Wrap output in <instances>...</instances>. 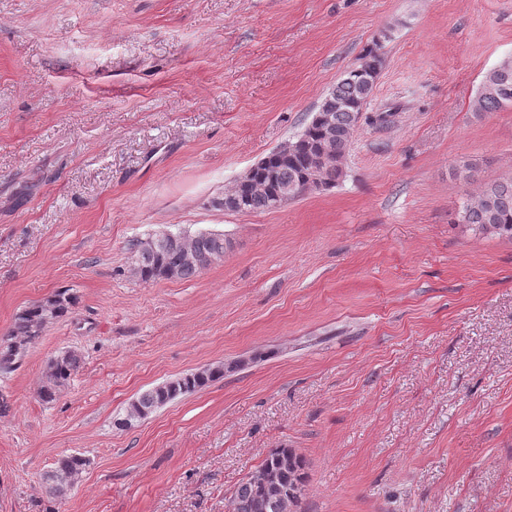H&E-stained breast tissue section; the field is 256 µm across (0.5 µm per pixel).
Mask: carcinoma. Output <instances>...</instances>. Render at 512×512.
Instances as JSON below:
<instances>
[{
    "mask_svg": "<svg viewBox=\"0 0 512 512\" xmlns=\"http://www.w3.org/2000/svg\"><path fill=\"white\" fill-rule=\"evenodd\" d=\"M381 45L374 42L346 70L321 100L317 113L330 121L310 122L288 142V156L270 152L262 165L247 172L224 194L225 210L254 213L275 209V203L305 191V186L330 188L341 177L342 160L361 119L362 108L371 95L382 65ZM512 105V56L502 59L483 77L473 101V111L494 112ZM327 156L332 167H320L315 158ZM461 222L474 230L512 239V177L486 183L478 197L463 203ZM229 241L224 235L200 232L180 236L162 233L137 244L134 275L143 282L191 280L224 259ZM74 296L56 292L20 312L7 334L0 337V373L7 374L22 361L30 345L44 329L71 313ZM79 367V356L66 351L49 363L47 384L39 393L45 403L55 400L56 391ZM224 375L222 368H203L143 392L133 412L143 417L179 396L194 392ZM87 460L80 455L59 459L46 477L49 492L62 498L80 478ZM305 485L304 461L291 448L273 449L261 465L234 489L232 512H295Z\"/></svg>",
    "mask_w": 512,
    "mask_h": 512,
    "instance_id": "1",
    "label": "carcinoma"
}]
</instances>
